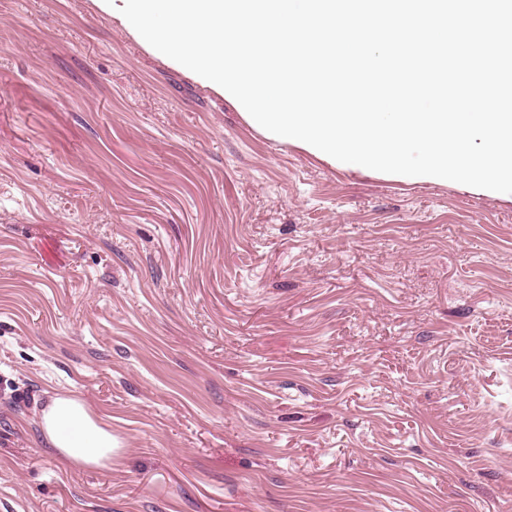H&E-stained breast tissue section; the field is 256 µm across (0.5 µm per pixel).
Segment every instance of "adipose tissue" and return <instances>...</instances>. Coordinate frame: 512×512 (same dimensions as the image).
Segmentation results:
<instances>
[{"instance_id": "adipose-tissue-1", "label": "adipose tissue", "mask_w": 512, "mask_h": 512, "mask_svg": "<svg viewBox=\"0 0 512 512\" xmlns=\"http://www.w3.org/2000/svg\"><path fill=\"white\" fill-rule=\"evenodd\" d=\"M39 427L45 444L75 468H111L121 450L111 425L75 395L51 397L40 411Z\"/></svg>"}]
</instances>
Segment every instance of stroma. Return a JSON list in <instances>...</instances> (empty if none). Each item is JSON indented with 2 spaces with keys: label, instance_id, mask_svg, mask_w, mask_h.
I'll use <instances>...</instances> for the list:
<instances>
[{
  "label": "stroma",
  "instance_id": "1",
  "mask_svg": "<svg viewBox=\"0 0 512 512\" xmlns=\"http://www.w3.org/2000/svg\"><path fill=\"white\" fill-rule=\"evenodd\" d=\"M57 393L111 469L43 443ZM0 512H512V200L267 139L91 0H0ZM39 427L44 443L75 468L111 469L121 450L112 426L76 395L51 397L40 411Z\"/></svg>",
  "mask_w": 512,
  "mask_h": 512
}]
</instances>
